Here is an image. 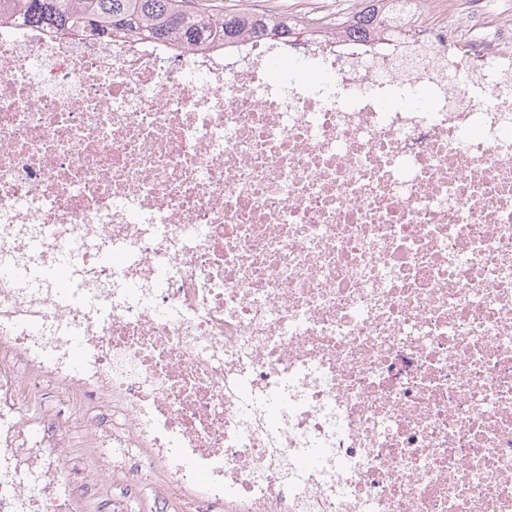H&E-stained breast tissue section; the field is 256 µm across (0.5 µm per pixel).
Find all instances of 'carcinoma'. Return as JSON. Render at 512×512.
<instances>
[{
	"mask_svg": "<svg viewBox=\"0 0 512 512\" xmlns=\"http://www.w3.org/2000/svg\"><path fill=\"white\" fill-rule=\"evenodd\" d=\"M382 0H363V8L346 18V34L369 35ZM31 24L47 23L82 36L122 32L137 40L169 42L178 48H207L258 36L288 40V18L226 11L217 0H0V11Z\"/></svg>",
	"mask_w": 512,
	"mask_h": 512,
	"instance_id": "obj_1",
	"label": "carcinoma"
}]
</instances>
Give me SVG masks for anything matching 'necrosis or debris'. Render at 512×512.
Masks as SVG:
<instances>
[{
	"instance_id": "obj_1",
	"label": "necrosis or debris",
	"mask_w": 512,
	"mask_h": 512,
	"mask_svg": "<svg viewBox=\"0 0 512 512\" xmlns=\"http://www.w3.org/2000/svg\"><path fill=\"white\" fill-rule=\"evenodd\" d=\"M338 9L0 22V512H512V19ZM0 0L2 10L30 24L94 37L122 32L136 40L169 42L178 48L224 46L254 36L288 41V17L253 14L237 0ZM382 0H363V8L356 14L346 18L340 25L346 34L369 35L376 22ZM109 490L112 499L120 503L122 512H151L153 511V491L146 487L136 493H129L125 483L117 478L111 477L108 480Z\"/></svg>"
}]
</instances>
